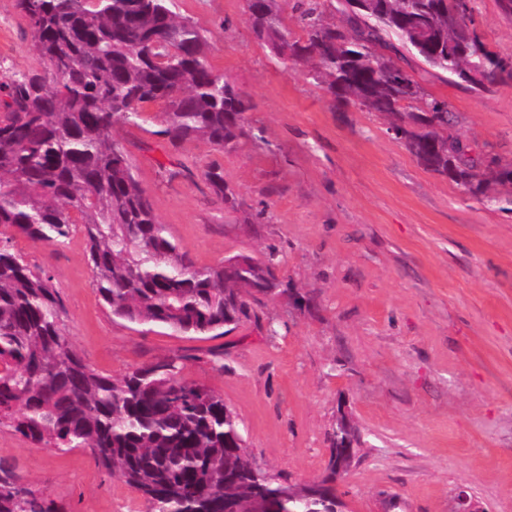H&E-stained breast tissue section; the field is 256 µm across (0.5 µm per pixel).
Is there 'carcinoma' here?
<instances>
[{
	"mask_svg": "<svg viewBox=\"0 0 512 512\" xmlns=\"http://www.w3.org/2000/svg\"><path fill=\"white\" fill-rule=\"evenodd\" d=\"M271 57L308 68L333 101L390 118L424 167L512 213V162L472 157L448 102L407 70L412 55L456 83H512V59L470 27L475 0H245ZM42 73L0 82V427L58 452H87L119 473L147 512H336L332 473L302 487L246 455L224 398L166 360L121 379L89 368L63 324L52 278L14 251L5 230L48 246L83 228L92 283L112 320L174 334L222 336L250 299L284 293L275 253L199 266L160 224L112 127L165 104L157 134L235 150L256 139L249 102L208 62L203 31L175 0H17ZM292 11L294 26L284 14ZM223 201V173L206 174ZM335 436L360 444L356 427ZM0 512H64L0 458Z\"/></svg>",
	"mask_w": 512,
	"mask_h": 512,
	"instance_id": "1",
	"label": "carcinoma"
}]
</instances>
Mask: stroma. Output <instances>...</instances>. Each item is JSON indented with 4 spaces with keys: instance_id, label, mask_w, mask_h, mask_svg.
Returning a JSON list of instances; mask_svg holds the SVG:
<instances>
[{
    "instance_id": "stroma-1",
    "label": "stroma",
    "mask_w": 512,
    "mask_h": 512,
    "mask_svg": "<svg viewBox=\"0 0 512 512\" xmlns=\"http://www.w3.org/2000/svg\"><path fill=\"white\" fill-rule=\"evenodd\" d=\"M207 39L208 60L250 100L265 142L224 151L171 146L163 107L116 124L160 223L201 266L277 252L288 292L263 298L223 336H183L112 320L92 285L86 241L16 250L52 275L73 349L115 378L166 359L219 393L247 455L282 483L324 476L336 419L361 445L336 483L344 512H455L466 490L482 512H512V214L424 168L382 114L332 102L253 33L244 0H177ZM474 27L512 58V19L476 0ZM16 0H0V81L44 72ZM416 80L459 116L479 151L512 162V83L477 91L413 62ZM219 165L235 192L217 198ZM187 175L169 178L167 169ZM0 457L67 512H145L119 475L0 428Z\"/></svg>"
}]
</instances>
